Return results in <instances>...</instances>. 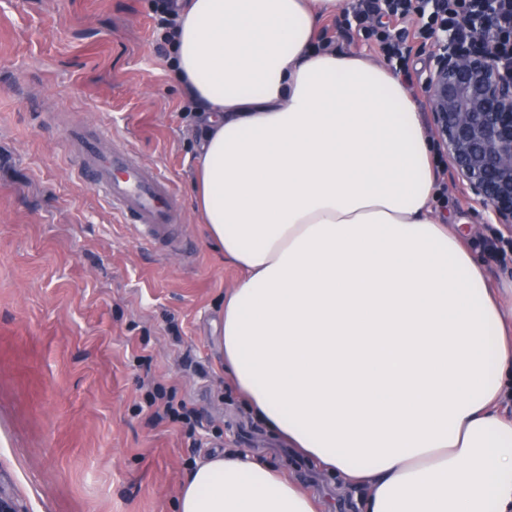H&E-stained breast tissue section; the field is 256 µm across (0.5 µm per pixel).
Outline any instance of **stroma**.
Segmentation results:
<instances>
[{"mask_svg":"<svg viewBox=\"0 0 512 512\" xmlns=\"http://www.w3.org/2000/svg\"><path fill=\"white\" fill-rule=\"evenodd\" d=\"M156 0H0V498L19 512H174L197 461L246 449L354 512L353 492L253 416L224 372V298L238 271L194 209L202 118L172 77ZM100 126L177 190L189 259L160 262L80 179L67 129ZM434 207L470 228L492 285L512 234L468 196L436 147ZM147 376L196 408L141 411Z\"/></svg>","mask_w":512,"mask_h":512,"instance_id":"35a3bbf8","label":"stroma"}]
</instances>
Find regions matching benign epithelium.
<instances>
[{
    "instance_id": "7a95c632",
    "label": "benign epithelium",
    "mask_w": 512,
    "mask_h": 512,
    "mask_svg": "<svg viewBox=\"0 0 512 512\" xmlns=\"http://www.w3.org/2000/svg\"><path fill=\"white\" fill-rule=\"evenodd\" d=\"M424 94L455 178L512 231V63L475 29L434 37Z\"/></svg>"
}]
</instances>
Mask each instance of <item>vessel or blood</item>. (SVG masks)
Here are the masks:
<instances>
[{"label":"vessel or blood","instance_id":"b4317fda","mask_svg":"<svg viewBox=\"0 0 512 512\" xmlns=\"http://www.w3.org/2000/svg\"><path fill=\"white\" fill-rule=\"evenodd\" d=\"M67 136L78 147L74 164L82 180L134 228L140 243L160 257L181 251L183 214L172 181L104 129L90 134L76 126Z\"/></svg>","mask_w":512,"mask_h":512}]
</instances>
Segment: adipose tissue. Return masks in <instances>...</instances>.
Listing matches in <instances>:
<instances>
[{"instance_id":"adipose-tissue-1","label":"adipose tissue","mask_w":512,"mask_h":512,"mask_svg":"<svg viewBox=\"0 0 512 512\" xmlns=\"http://www.w3.org/2000/svg\"><path fill=\"white\" fill-rule=\"evenodd\" d=\"M338 0H184L173 66L209 132L194 203L241 272L224 370L359 512H512V287L433 210L421 101L320 51ZM178 512H318L251 453L213 455Z\"/></svg>"}]
</instances>
